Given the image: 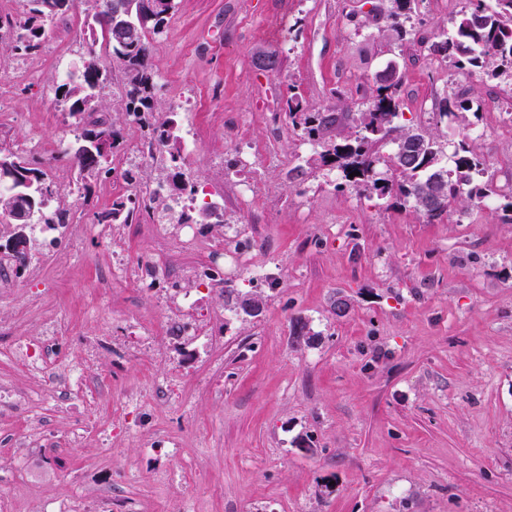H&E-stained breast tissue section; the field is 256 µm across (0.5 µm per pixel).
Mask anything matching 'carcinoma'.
<instances>
[{"instance_id": "cac0c4a2", "label": "carcinoma", "mask_w": 512, "mask_h": 512, "mask_svg": "<svg viewBox=\"0 0 512 512\" xmlns=\"http://www.w3.org/2000/svg\"><path fill=\"white\" fill-rule=\"evenodd\" d=\"M28 17L16 31L14 48L30 52L39 48L46 36V23L69 11L64 0H26ZM94 10L93 22L88 24V51L96 52V41L112 47V54L119 63L123 81V100L126 120L147 129L152 145L158 146L157 154L169 161V167L157 183L166 192L155 198V210L170 224H189L192 216L185 211L174 212L172 199L186 191L198 190L184 172L185 144L177 134L174 113L161 115L155 112L157 84L150 55L154 38L160 36L175 10V0H159L161 7L146 14L135 26L127 19L114 18L98 0H87ZM383 7L372 11L364 21H356L357 28L370 23H384L402 41L407 31L402 18L410 17L416 7L415 0H381ZM464 10L447 34H435L430 47L434 53L450 59L459 70H478L497 78L512 71V0H466ZM106 77L102 71H79L67 78L56 89L57 96L68 104V114L75 119V142L83 139L82 123L86 109L96 112V96ZM402 75L396 74L390 82H379L369 92L364 112L359 118V130L336 141L327 134L336 127L335 112H312L303 102L296 84L288 85V119L295 127L302 128L304 139L321 148L318 158H309L326 166L339 169L344 179L362 187L371 194L384 196L396 193L426 221L432 222L448 215L457 207L482 206L486 198L497 195L489 180L481 181L485 174L484 163L461 140L452 154L454 172H448L443 163L445 148L432 136L418 130L397 125L399 93ZM395 145L387 156L380 151L386 143ZM70 169L79 175L93 173L111 174L102 160L85 157L69 147L63 151ZM360 175L354 176L352 172ZM39 182L20 185L10 180L0 181V220L12 223L11 215L24 193L36 197L34 209L28 215L27 256H32L37 239L35 226L49 230L64 228L68 224L67 211L50 207L59 189L43 168H38ZM139 199L126 196L112 203V208L95 213L99 224H110L118 219L130 224L139 219Z\"/></svg>"}]
</instances>
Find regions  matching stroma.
Returning <instances> with one entry per match:
<instances>
[{"instance_id":"1","label":"stroma","mask_w":512,"mask_h":512,"mask_svg":"<svg viewBox=\"0 0 512 512\" xmlns=\"http://www.w3.org/2000/svg\"><path fill=\"white\" fill-rule=\"evenodd\" d=\"M379 0H177L153 43L156 110L174 112L199 153L188 173L203 207L224 197L223 226L196 225L203 248L181 249L178 224H98L109 179L76 181L39 143L67 148L59 64L87 54L86 15L70 14L39 50L0 38V144L24 146L57 183L65 229L41 233L29 269L0 288V435L22 428L23 396L39 392L51 447L0 451L13 512L60 499L102 512H512V224L472 207L429 223L393 196L378 198L323 166L294 177L303 139L285 115L289 83L313 111L353 127L363 88L389 68L404 84L398 123L429 130L446 152L467 140L497 189L512 192V80L426 64L383 26L354 30ZM465 0H419L418 37L451 31ZM102 109L125 141L122 84L109 47ZM278 58L274 70L259 57ZM467 92L465 117L438 101ZM483 130L468 139L469 129ZM247 144L259 152L237 162ZM247 248L272 285L239 276L233 296L210 287V248ZM167 275L141 284L148 260ZM123 273L112 276L114 265ZM195 292L202 344L174 335L184 289ZM262 304L258 317L236 309ZM347 307L337 311V299ZM304 326L295 335V326ZM59 332L91 386L58 393L13 355L25 339Z\"/></svg>"}]
</instances>
